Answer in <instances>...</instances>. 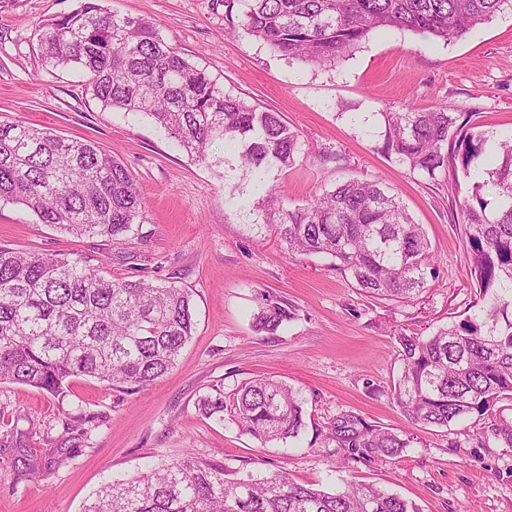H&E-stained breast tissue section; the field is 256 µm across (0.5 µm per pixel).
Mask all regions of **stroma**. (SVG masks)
<instances>
[{
  "mask_svg": "<svg viewBox=\"0 0 512 512\" xmlns=\"http://www.w3.org/2000/svg\"><path fill=\"white\" fill-rule=\"evenodd\" d=\"M80 0H0V122L24 120L55 134L97 142L133 173L144 202L137 234L77 238L38 223L21 206L0 204V246L80 257L114 280L174 283L193 301L196 331L175 366L155 384L113 389L71 378L61 396L0 383V512H83L108 478L193 453L233 478L284 474L333 489L342 481L378 485L421 512H512V448L482 442L475 419L418 426L385 392L401 372L398 333L428 336L474 312L462 225L445 175L410 171L383 149L382 115L449 106L483 130L512 131V13L463 37L407 30L374 33L322 67L291 61L249 36L244 0H104L121 15L153 22L190 63L225 92L280 113L300 135L292 165L269 180L288 206L352 178H381L422 224L436 276L408 302L366 296L323 255L292 256L274 235L249 229L224 203L223 142L201 163L140 113L103 109L75 69L43 65L35 35L43 20ZM296 316L274 336L256 333L262 293ZM270 377L304 400L306 427L294 442L264 446L231 418L206 416L200 398L233 399ZM342 411L406 435L388 462L350 463L316 431ZM37 462L28 474L25 459Z\"/></svg>",
  "mask_w": 512,
  "mask_h": 512,
  "instance_id": "35a3bbf8",
  "label": "stroma"
}]
</instances>
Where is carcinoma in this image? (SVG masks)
I'll use <instances>...</instances> for the list:
<instances>
[{
	"label": "carcinoma",
	"mask_w": 512,
	"mask_h": 512,
	"mask_svg": "<svg viewBox=\"0 0 512 512\" xmlns=\"http://www.w3.org/2000/svg\"><path fill=\"white\" fill-rule=\"evenodd\" d=\"M512 0H246L241 26L282 55L330 64L370 34L388 29L456 39ZM42 61L78 69L105 109L143 113L200 162L224 140L225 202L240 171L252 177L259 205L253 226L292 255L325 254L369 296L411 300L435 277L423 226L380 179H349L300 207L278 200L270 168L290 166L299 135L277 112L260 111L181 56L152 22L84 0L35 30ZM384 150L431 178L446 171L465 191L455 203L469 247L479 313L428 338L396 336L402 372L392 399L412 422L448 427L475 416L483 435L512 447V420L494 417L512 402V134L479 129L448 107L383 112ZM0 202L20 205L69 234L116 238L135 232L143 201L131 171L89 140H70L23 121L0 122ZM294 309L261 295L252 327L274 336ZM195 329L190 295L148 279L109 280L66 254L0 247V381L50 394L76 376L112 388L146 387L171 370ZM200 411L224 416V396ZM266 445L296 439L304 402L273 379L244 387L233 418ZM325 439L349 462L399 457L410 440L345 411ZM83 512H419L382 488L344 482L332 492L284 475L225 477L224 467L187 454L127 481L101 486Z\"/></svg>",
	"instance_id": "carcinoma-1"
}]
</instances>
